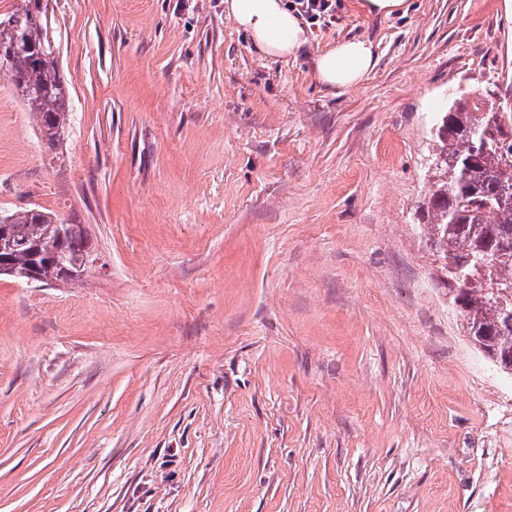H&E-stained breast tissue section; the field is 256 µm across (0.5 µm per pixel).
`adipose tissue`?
Masks as SVG:
<instances>
[{"label":"adipose tissue","instance_id":"adipose-tissue-1","mask_svg":"<svg viewBox=\"0 0 512 512\" xmlns=\"http://www.w3.org/2000/svg\"><path fill=\"white\" fill-rule=\"evenodd\" d=\"M224 14L260 52L275 60L296 55L309 41L302 18L289 11L284 0H224ZM376 63L371 40L350 37L317 53L313 67L321 85L343 90L360 83Z\"/></svg>","mask_w":512,"mask_h":512}]
</instances>
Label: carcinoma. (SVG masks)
<instances>
[{
	"mask_svg": "<svg viewBox=\"0 0 512 512\" xmlns=\"http://www.w3.org/2000/svg\"><path fill=\"white\" fill-rule=\"evenodd\" d=\"M0 18V59L10 83L53 149L69 124L70 91L60 70L49 0ZM427 166L436 181L415 211L439 280L459 308L473 345L498 362L512 356V101L485 87L455 97L431 137ZM0 258L10 277L79 284L97 249L89 234L49 209L5 213Z\"/></svg>",
	"mask_w": 512,
	"mask_h": 512,
	"instance_id": "1",
	"label": "carcinoma"
}]
</instances>
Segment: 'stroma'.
I'll use <instances>...</instances> for the list:
<instances>
[{"label": "stroma", "mask_w": 512, "mask_h": 512, "mask_svg": "<svg viewBox=\"0 0 512 512\" xmlns=\"http://www.w3.org/2000/svg\"><path fill=\"white\" fill-rule=\"evenodd\" d=\"M71 121L0 73V210L86 225L83 285L0 276V512H512V375L414 212L452 97L512 94V0H337L271 60L224 0H52ZM342 36L377 63L329 90ZM408 1L411 0H359V7L371 16L405 15L410 9ZM376 63L371 40L350 37L336 40L317 53L313 67L321 85L332 90H343L360 83Z\"/></svg>", "instance_id": "35a3bbf8"}]
</instances>
